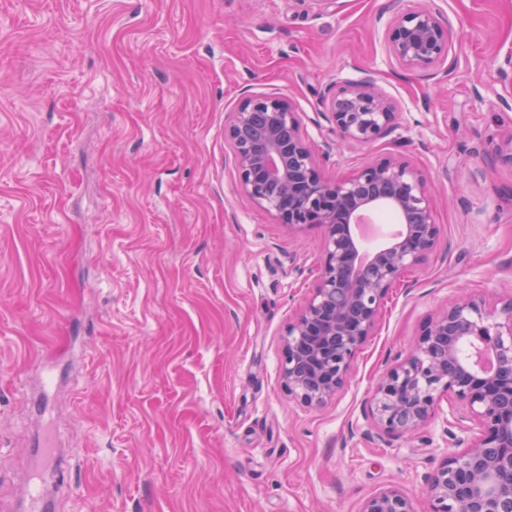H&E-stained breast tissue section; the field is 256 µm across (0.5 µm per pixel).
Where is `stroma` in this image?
I'll return each mask as SVG.
<instances>
[{
	"mask_svg": "<svg viewBox=\"0 0 512 512\" xmlns=\"http://www.w3.org/2000/svg\"><path fill=\"white\" fill-rule=\"evenodd\" d=\"M416 2L0 0V512L48 426L55 512H361L389 487L430 512L428 477L470 439L458 403L408 436L370 399L449 299L512 297V0H430L445 78L386 49ZM368 77L401 120L340 144L328 101ZM255 96L290 98L325 176L401 157L432 188L435 250L319 408L281 363L323 231L242 192L224 125Z\"/></svg>",
	"mask_w": 512,
	"mask_h": 512,
	"instance_id": "35a3bbf8",
	"label": "stroma"
}]
</instances>
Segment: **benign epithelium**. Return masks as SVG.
Returning <instances> with one entry per match:
<instances>
[{"instance_id": "1", "label": "benign epithelium", "mask_w": 512, "mask_h": 512, "mask_svg": "<svg viewBox=\"0 0 512 512\" xmlns=\"http://www.w3.org/2000/svg\"><path fill=\"white\" fill-rule=\"evenodd\" d=\"M389 54L403 68L448 75L450 32L435 8L399 9L387 25ZM341 139L371 144L399 120L395 105L366 79L348 82L329 103ZM240 186L277 223L298 232L323 229V262L310 295L288 324L282 384L288 396L319 407L343 389L354 359L373 335L384 300L404 285L439 239L431 194L421 172L393 157L349 177L325 176L291 100L247 99L224 125ZM391 210L402 224L374 250L363 249L365 215ZM463 407L460 421L479 426L467 448L450 452L423 489L431 512H512V298L500 308L461 297L425 324L410 356L386 372L370 402L376 426L413 433L439 398ZM361 512H411L388 488Z\"/></svg>"}]
</instances>
